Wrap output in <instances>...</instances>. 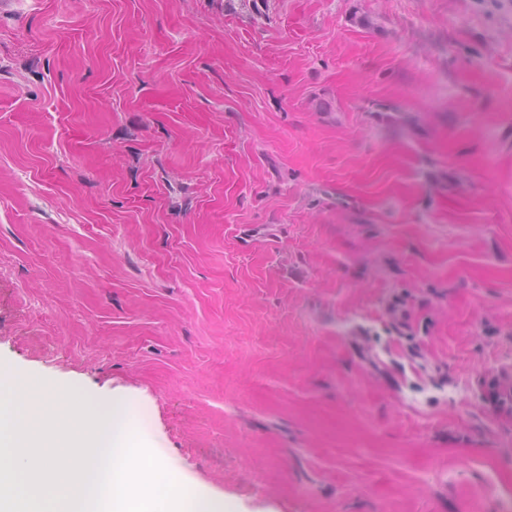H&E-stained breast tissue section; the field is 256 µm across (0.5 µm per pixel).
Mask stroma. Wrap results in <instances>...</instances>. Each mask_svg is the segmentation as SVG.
Wrapping results in <instances>:
<instances>
[{
  "mask_svg": "<svg viewBox=\"0 0 512 512\" xmlns=\"http://www.w3.org/2000/svg\"><path fill=\"white\" fill-rule=\"evenodd\" d=\"M0 362L231 512H500L512 0H12Z\"/></svg>",
  "mask_w": 512,
  "mask_h": 512,
  "instance_id": "stroma-1",
  "label": "stroma"
}]
</instances>
